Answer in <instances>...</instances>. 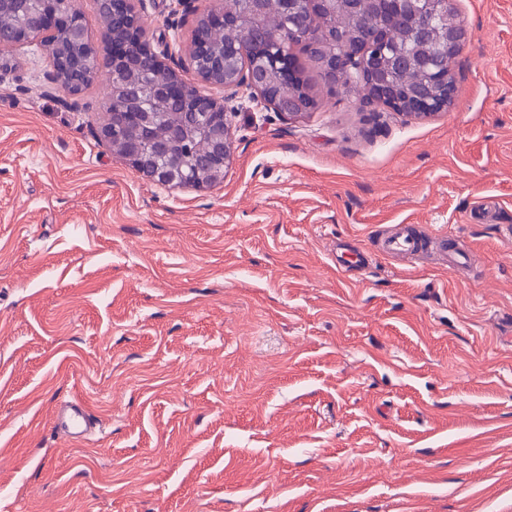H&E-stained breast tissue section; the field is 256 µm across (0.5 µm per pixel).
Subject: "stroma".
Listing matches in <instances>:
<instances>
[{
    "instance_id": "35a3bbf8",
    "label": "stroma",
    "mask_w": 512,
    "mask_h": 512,
    "mask_svg": "<svg viewBox=\"0 0 512 512\" xmlns=\"http://www.w3.org/2000/svg\"><path fill=\"white\" fill-rule=\"evenodd\" d=\"M146 0L155 50L195 13ZM453 104L427 117L330 90L312 112L226 102L220 182L145 180L47 92L0 71V512H512V0H455ZM495 218L468 222L479 200ZM445 230L450 271L385 258ZM361 253L357 268L337 252ZM105 429L51 428L59 399ZM451 241L453 240L445 231L436 232L429 238L420 237L407 224L381 238L379 253L384 256H409L421 260L425 259L431 243L432 249L439 253L440 265L445 269L455 270L466 262L468 255L450 244Z\"/></svg>"
}]
</instances>
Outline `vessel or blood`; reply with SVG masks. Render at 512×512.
<instances>
[{
    "instance_id": "b4317fda",
    "label": "vessel or blood",
    "mask_w": 512,
    "mask_h": 512,
    "mask_svg": "<svg viewBox=\"0 0 512 512\" xmlns=\"http://www.w3.org/2000/svg\"><path fill=\"white\" fill-rule=\"evenodd\" d=\"M436 250L443 268L456 269L464 264L467 255L451 244L447 232L439 231L431 237L419 236L411 225H404L382 237L379 252L385 256H409L424 259L429 250ZM52 424L68 442H81L94 424L87 405L77 398L58 402L52 413Z\"/></svg>"
}]
</instances>
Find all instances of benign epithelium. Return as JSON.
<instances>
[{"instance_id":"7a95c632","label":"benign epithelium","mask_w":512,"mask_h":512,"mask_svg":"<svg viewBox=\"0 0 512 512\" xmlns=\"http://www.w3.org/2000/svg\"><path fill=\"white\" fill-rule=\"evenodd\" d=\"M384 2L387 11L407 15L409 34L419 40L438 35L436 20L452 10L453 0ZM142 3L143 0H99V6L110 9L112 17L118 21L117 29L105 31V40L109 48L107 68L114 75L124 76L122 81H112V100L120 99L124 106L111 113L110 122L99 127L97 136L110 146L117 129L131 128L135 135L120 142V156L144 178L172 186H211L224 178V169L233 154L224 101L183 82L178 70L186 66L201 83L221 87L232 95L245 87L267 103V94L273 88L270 68L278 71L279 82L295 83V60L290 52L270 56L273 36L251 32L244 18L227 16L221 7L209 9L197 19L196 25L236 26L244 32L243 44L248 50L226 47L217 52L193 34L185 55L175 58L166 51L158 54L142 35ZM332 3L334 0H282L289 24L288 37L294 44L305 46L308 43L309 31L313 29L309 23V18L313 17L312 5L326 7ZM36 37L41 46L62 61L61 69L48 74L49 87L64 93L61 102L65 107L79 108V98L94 82L97 67L92 65L96 52L75 0H35L33 12L15 29L0 30V62L8 60L18 46L29 44ZM363 39L362 49L356 51L348 45L327 66V82L332 88L354 82L364 101L415 117L427 116L453 103L456 89L448 79V64L464 48V29L445 33L440 39L442 56L435 62L419 61L404 51L385 56L383 49L389 35L380 24L368 28ZM348 57L358 61L357 76L351 79L347 78L348 66L344 65ZM405 64H416L426 70L430 84L424 89L402 87L397 74ZM146 65L168 72L167 81L150 92L149 108L144 106L145 92L137 79ZM271 106L281 114L297 116L306 112L308 102L297 94L277 96ZM165 112L172 120L170 137L165 141L154 140L150 131ZM195 132L205 140L207 154L190 162L178 148Z\"/></svg>"}]
</instances>
